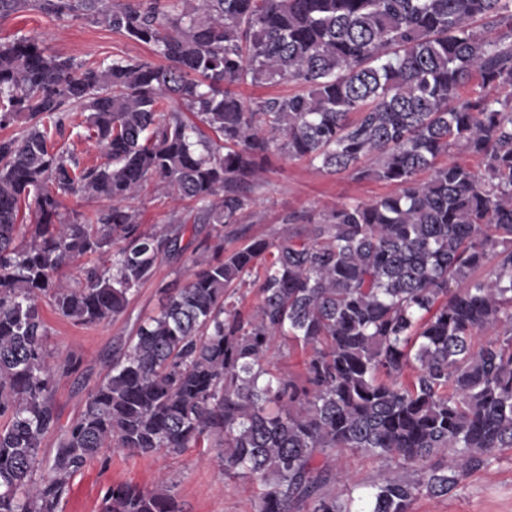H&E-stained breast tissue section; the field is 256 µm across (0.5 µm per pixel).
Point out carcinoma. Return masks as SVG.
Wrapping results in <instances>:
<instances>
[{
    "label": "carcinoma",
    "instance_id": "obj_1",
    "mask_svg": "<svg viewBox=\"0 0 512 512\" xmlns=\"http://www.w3.org/2000/svg\"><path fill=\"white\" fill-rule=\"evenodd\" d=\"M31 10L104 24L165 64L0 41V127L25 124L0 138V512H60L104 448H217L225 476L257 483L255 512H410L512 450V0H0V22ZM475 76L483 92L461 96ZM282 81L298 90H234ZM78 109L103 165L52 143ZM453 149L483 175L439 162ZM275 151L393 192L252 237L242 219ZM149 182L188 203L177 226L139 224L129 202ZM79 192L103 207L61 218ZM188 249L197 270L161 288L59 426L57 377L80 362L46 350L41 304L104 323ZM80 257L99 263L63 283ZM281 345L301 350V371L277 368ZM348 451L381 462L356 499ZM103 503L183 512L163 478L112 485Z\"/></svg>",
    "mask_w": 512,
    "mask_h": 512
}]
</instances>
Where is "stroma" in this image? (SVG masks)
Masks as SVG:
<instances>
[{
	"instance_id": "stroma-1",
	"label": "stroma",
	"mask_w": 512,
	"mask_h": 512,
	"mask_svg": "<svg viewBox=\"0 0 512 512\" xmlns=\"http://www.w3.org/2000/svg\"><path fill=\"white\" fill-rule=\"evenodd\" d=\"M17 35L37 37L50 52L78 61L109 60L116 55L152 56L147 46L105 26L57 19L36 11L0 23V40ZM85 118V113H72L64 135L55 138L54 143L76 154L82 164L97 165L104 162V152L95 140L87 138ZM389 191L383 183L358 181L347 174L330 175L307 162L276 156L263 175L257 203L247 222L251 235L270 240L278 236L288 214L319 213L342 202L373 199ZM134 205L147 229L176 222L186 214L185 206L173 203L161 187L152 183L145 186ZM191 270L187 256L164 258L126 311L96 326H75L51 309H44L48 349L69 351L81 360L78 375L57 381L54 402L61 424H68L83 411L89 393L108 371L113 349L134 334L142 318L158 310L160 286L186 281ZM163 475L170 479L184 512H255L256 484L247 478H226L212 448L150 456H132L113 448L103 450L100 460L72 476L61 512H102V497L109 485L131 483L150 488ZM411 512H512V451L502 454L488 470L468 477L452 496L419 498Z\"/></svg>"
}]
</instances>
